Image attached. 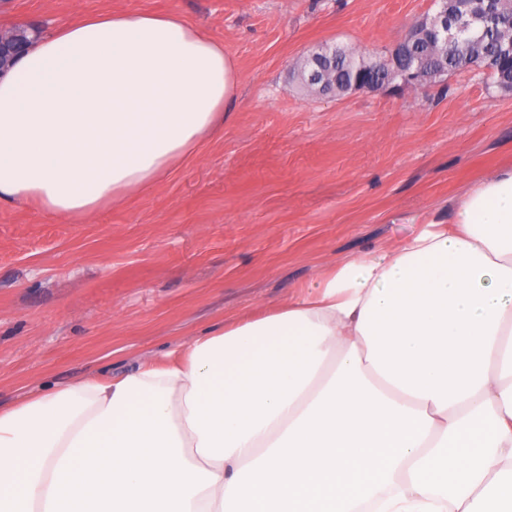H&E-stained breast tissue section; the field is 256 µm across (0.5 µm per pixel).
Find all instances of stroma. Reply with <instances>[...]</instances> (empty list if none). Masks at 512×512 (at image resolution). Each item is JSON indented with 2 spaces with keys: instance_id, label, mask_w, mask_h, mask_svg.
<instances>
[{
  "instance_id": "stroma-1",
  "label": "stroma",
  "mask_w": 512,
  "mask_h": 512,
  "mask_svg": "<svg viewBox=\"0 0 512 512\" xmlns=\"http://www.w3.org/2000/svg\"><path fill=\"white\" fill-rule=\"evenodd\" d=\"M431 0H0V28L175 11L239 74L224 129L85 223L0 204V406L114 374L220 321L295 299L323 270L445 224L512 169V92L456 73L342 97L303 91L324 44L383 55Z\"/></svg>"
}]
</instances>
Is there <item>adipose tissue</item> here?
<instances>
[{
    "label": "adipose tissue",
    "instance_id": "ef3b65f1",
    "mask_svg": "<svg viewBox=\"0 0 512 512\" xmlns=\"http://www.w3.org/2000/svg\"><path fill=\"white\" fill-rule=\"evenodd\" d=\"M238 93L175 12L0 76V202L78 221L196 155ZM512 512V170L453 219L132 370L0 409V512Z\"/></svg>",
    "mask_w": 512,
    "mask_h": 512
}]
</instances>
